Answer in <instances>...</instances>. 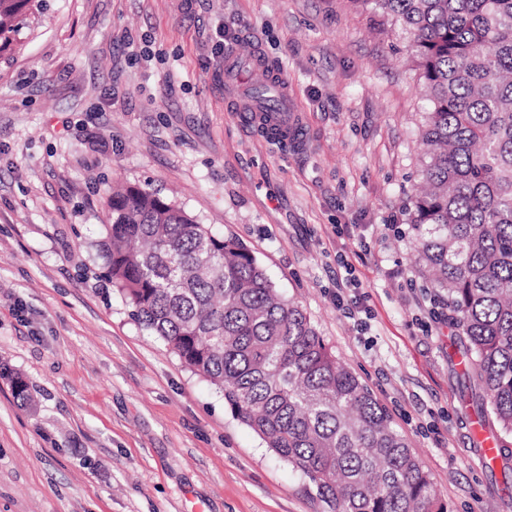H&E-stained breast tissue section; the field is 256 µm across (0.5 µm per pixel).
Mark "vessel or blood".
<instances>
[{
  "label": "vessel or blood",
  "instance_id": "obj_1",
  "mask_svg": "<svg viewBox=\"0 0 512 512\" xmlns=\"http://www.w3.org/2000/svg\"><path fill=\"white\" fill-rule=\"evenodd\" d=\"M246 69L251 70L254 75L264 77L267 83L279 89L280 92L284 93L288 90V79L285 73L266 65L260 51H253L249 58L244 59L237 50H227L221 64L224 84L238 91L237 96L229 102L232 117L246 128L261 131L268 141L279 143L295 139L297 127L288 119V114L292 110L291 104L285 101L279 108L272 110L243 93L241 75Z\"/></svg>",
  "mask_w": 512,
  "mask_h": 512
}]
</instances>
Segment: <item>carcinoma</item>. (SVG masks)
I'll return each mask as SVG.
<instances>
[{"label": "carcinoma", "mask_w": 512, "mask_h": 512, "mask_svg": "<svg viewBox=\"0 0 512 512\" xmlns=\"http://www.w3.org/2000/svg\"><path fill=\"white\" fill-rule=\"evenodd\" d=\"M407 36L428 102L422 273L464 336L481 419L512 434V0H357ZM43 0H0V52ZM98 242L133 317L316 489L327 512H450L386 408L237 238L127 186Z\"/></svg>", "instance_id": "cac0c4a2"}]
</instances>
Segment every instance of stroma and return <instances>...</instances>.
Wrapping results in <instances>:
<instances>
[{"label": "stroma", "instance_id": "35a3bbf8", "mask_svg": "<svg viewBox=\"0 0 512 512\" xmlns=\"http://www.w3.org/2000/svg\"><path fill=\"white\" fill-rule=\"evenodd\" d=\"M0 57V512H324L308 479L144 330L101 275L106 195L138 186L237 237L386 406L452 512H512L480 461L458 332L415 260L426 101L354 0H45ZM288 75L302 137L224 110L219 41ZM352 281L371 309L336 307Z\"/></svg>", "mask_w": 512, "mask_h": 512}]
</instances>
